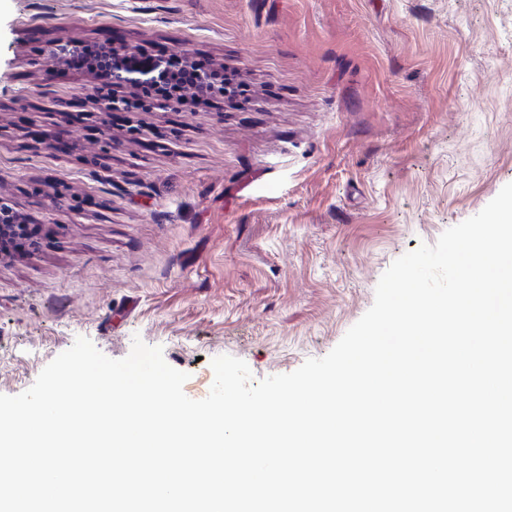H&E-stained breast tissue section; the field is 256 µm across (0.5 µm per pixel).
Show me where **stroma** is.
Listing matches in <instances>:
<instances>
[{
	"instance_id": "35a3bbf8",
	"label": "stroma",
	"mask_w": 512,
	"mask_h": 512,
	"mask_svg": "<svg viewBox=\"0 0 512 512\" xmlns=\"http://www.w3.org/2000/svg\"><path fill=\"white\" fill-rule=\"evenodd\" d=\"M156 42L237 66L247 110L89 111L50 45ZM68 130L70 153L43 147ZM512 183V0H0V196L54 227L0 258V394L77 338H134L205 398L328 354L394 260Z\"/></svg>"
}]
</instances>
